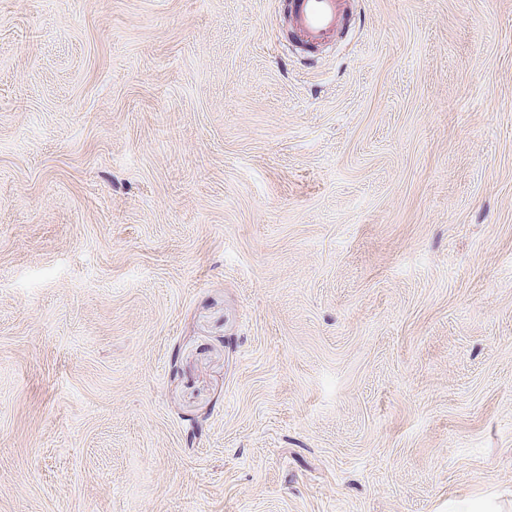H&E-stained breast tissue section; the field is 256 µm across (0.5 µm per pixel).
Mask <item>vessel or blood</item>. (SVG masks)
Instances as JSON below:
<instances>
[{
  "label": "vessel or blood",
  "mask_w": 512,
  "mask_h": 512,
  "mask_svg": "<svg viewBox=\"0 0 512 512\" xmlns=\"http://www.w3.org/2000/svg\"><path fill=\"white\" fill-rule=\"evenodd\" d=\"M358 3L359 0H287L289 23L301 50L316 52L341 38Z\"/></svg>",
  "instance_id": "vessel-or-blood-1"
}]
</instances>
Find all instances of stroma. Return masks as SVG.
<instances>
[{
	"label": "stroma",
	"instance_id": "1",
	"mask_svg": "<svg viewBox=\"0 0 512 512\" xmlns=\"http://www.w3.org/2000/svg\"><path fill=\"white\" fill-rule=\"evenodd\" d=\"M0 0V512L512 493V0ZM285 4L289 23L306 52L324 49L348 31L359 0H280Z\"/></svg>",
	"mask_w": 512,
	"mask_h": 512
}]
</instances>
